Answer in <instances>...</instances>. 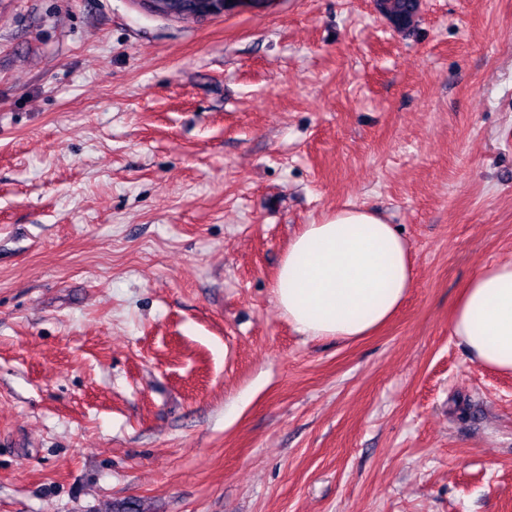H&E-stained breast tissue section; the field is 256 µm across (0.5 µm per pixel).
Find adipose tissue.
I'll list each match as a JSON object with an SVG mask.
<instances>
[{"mask_svg":"<svg viewBox=\"0 0 512 512\" xmlns=\"http://www.w3.org/2000/svg\"><path fill=\"white\" fill-rule=\"evenodd\" d=\"M413 286L409 246L378 212L343 207L303 225L274 284L278 306L300 334L354 339L371 334ZM453 336L478 363L512 373V262L481 269L451 319Z\"/></svg>","mask_w":512,"mask_h":512,"instance_id":"ef3b65f1","label":"adipose tissue"}]
</instances>
